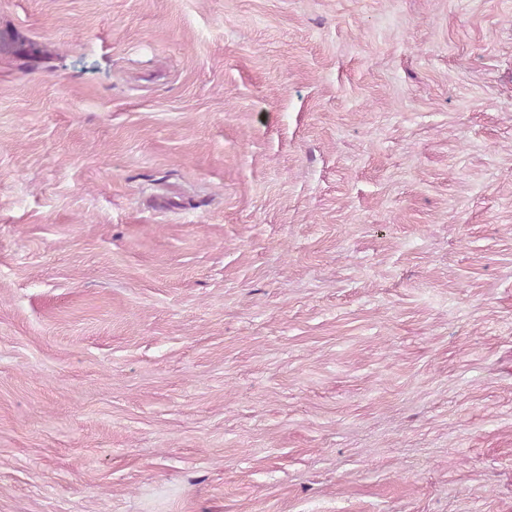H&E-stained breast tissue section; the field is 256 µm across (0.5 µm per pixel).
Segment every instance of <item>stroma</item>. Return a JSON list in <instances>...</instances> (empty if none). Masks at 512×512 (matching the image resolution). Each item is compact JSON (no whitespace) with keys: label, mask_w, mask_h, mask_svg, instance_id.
<instances>
[{"label":"stroma","mask_w":512,"mask_h":512,"mask_svg":"<svg viewBox=\"0 0 512 512\" xmlns=\"http://www.w3.org/2000/svg\"><path fill=\"white\" fill-rule=\"evenodd\" d=\"M0 512H512V0H0Z\"/></svg>","instance_id":"obj_1"}]
</instances>
